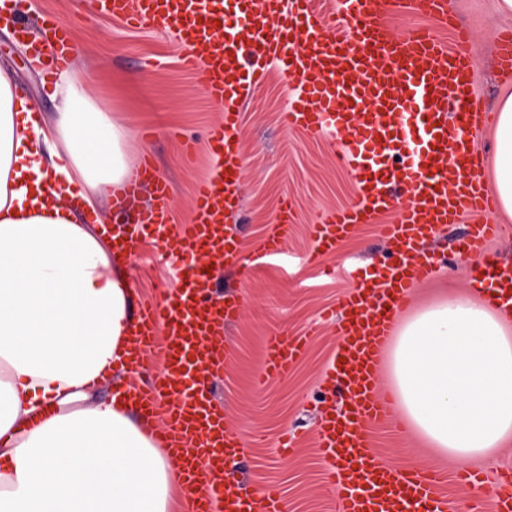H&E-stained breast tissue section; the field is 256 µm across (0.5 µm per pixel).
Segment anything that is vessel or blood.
<instances>
[{
	"instance_id": "vessel-or-blood-1",
	"label": "vessel or blood",
	"mask_w": 512,
	"mask_h": 512,
	"mask_svg": "<svg viewBox=\"0 0 512 512\" xmlns=\"http://www.w3.org/2000/svg\"><path fill=\"white\" fill-rule=\"evenodd\" d=\"M102 12L128 23L172 24L191 52L210 97L223 100L224 122L210 139L224 157L220 172L201 183L194 196V218L171 232L169 187L143 165L153 201L139 219V231L112 228V260L131 264L146 239L162 237L170 259L184 272L164 304L144 306L138 316L126 364L143 366L144 355L165 333L163 367L143 386L123 387L121 399L133 402L142 429L162 449L179 457L183 484L191 497L187 512H284L274 489L256 494L235 480L225 461L238 447L214 406L211 379L224 370V326L238 313L234 292L215 295L211 275L198 257L206 253L234 260L225 217L239 206L241 105L277 62L300 79L297 99L284 114L288 127L310 133L347 130L339 159L353 171L354 205L325 213L315 228L317 250L335 246L358 225L397 209L398 220L381 225L392 251L377 282H357L343 295L335 319L341 338L328 388L344 408L323 415L319 448L334 465L328 473L340 512H453L438 491L437 475H421L378 461L369 426L390 423V399L379 389V373L396 330L397 314L414 285L435 270L428 245L443 227L474 213H490L494 201L475 171L481 158L475 133L483 120L469 82L468 33L453 29L455 46L441 44L424 29L396 38L386 24L394 4L412 15H430L447 25L445 0H98ZM341 12L347 28L328 24ZM244 22L243 29L221 26L224 15ZM47 49L52 62H65L69 29L48 18ZM405 207H397L400 192ZM501 225H471L462 251L477 256L476 273L494 284L491 300L512 307V268L487 248ZM305 344L270 337L264 372L287 374ZM492 512H512V472L503 474Z\"/></svg>"
}]
</instances>
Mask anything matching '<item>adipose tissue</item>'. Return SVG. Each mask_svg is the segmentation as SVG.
<instances>
[{
    "label": "adipose tissue",
    "mask_w": 512,
    "mask_h": 512,
    "mask_svg": "<svg viewBox=\"0 0 512 512\" xmlns=\"http://www.w3.org/2000/svg\"><path fill=\"white\" fill-rule=\"evenodd\" d=\"M53 121L0 72V512H172L178 463L109 383L134 323L129 276L84 210L131 176L127 131L79 94ZM492 187L512 217V94L495 112ZM408 434L459 468L512 446V314L474 292L402 317L387 363Z\"/></svg>",
    "instance_id": "ef3b65f1"
}]
</instances>
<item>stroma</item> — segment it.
I'll return each instance as SVG.
<instances>
[{"label": "stroma", "mask_w": 512, "mask_h": 512, "mask_svg": "<svg viewBox=\"0 0 512 512\" xmlns=\"http://www.w3.org/2000/svg\"><path fill=\"white\" fill-rule=\"evenodd\" d=\"M14 2L24 29L0 31V67L11 72L32 106L51 112L54 77L29 44L42 37L46 15L70 28L84 64L81 83L130 131L123 150L131 166L149 162L170 188L175 225L189 223L194 187L215 168L209 130L221 123L222 115L198 71L185 66V45L170 27L150 22L135 27L112 19L100 11L97 0ZM447 5L456 25L470 33L471 80L482 110L493 111L503 95L512 93V74L502 71L496 54L498 34L512 31V14H500L496 0H447ZM296 86L295 78L274 77L261 83L245 104L240 128L245 178L232 219L244 269L238 277L214 275L217 288L237 292L241 301L237 318L224 331L230 358L214 396L233 417L234 431L246 449L235 473L244 488H276L288 501L289 512H336L326 461L316 445L324 405L341 403L322 384L339 345L325 315L353 283L370 273V261H383L390 245L378 226L392 223L397 215L390 212L381 215L379 224L359 225L318 262L308 261L320 215L352 205L356 191L352 172L336 162L341 135L284 125ZM284 199L291 203L295 220L282 251L268 255L263 244L276 229L275 212ZM474 222V217H464L433 241L444 264L431 279L415 285L420 301L475 288L476 260L458 251ZM128 273L137 305L162 301L164 290L173 285L171 268L152 241ZM273 334L300 337L306 345L287 376L270 378L260 387L256 380L266 338ZM369 432L386 463L422 473L434 470L425 449L414 447L399 425L373 426ZM287 433L294 437V449L284 456L277 444Z\"/></svg>", "instance_id": "35a3bbf8"}]
</instances>
